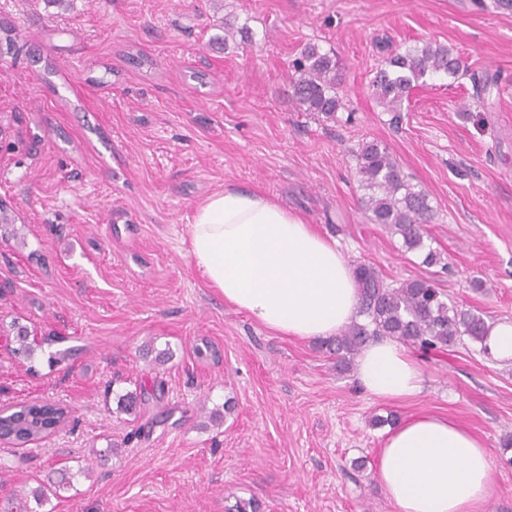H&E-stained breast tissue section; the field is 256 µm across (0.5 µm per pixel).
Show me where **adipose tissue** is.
I'll return each instance as SVG.
<instances>
[{
  "instance_id": "obj_1",
  "label": "adipose tissue",
  "mask_w": 512,
  "mask_h": 512,
  "mask_svg": "<svg viewBox=\"0 0 512 512\" xmlns=\"http://www.w3.org/2000/svg\"><path fill=\"white\" fill-rule=\"evenodd\" d=\"M189 253L225 304L280 336L328 338L355 318L353 268L335 241L262 193L227 188L195 210ZM362 390L404 400L423 374L391 339L368 345L357 362ZM377 477L397 512H482L493 489L484 443L447 417L415 415L389 431Z\"/></svg>"
}]
</instances>
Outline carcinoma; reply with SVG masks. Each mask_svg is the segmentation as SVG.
Segmentation results:
<instances>
[{"instance_id":"1","label":"carcinoma","mask_w":512,"mask_h":512,"mask_svg":"<svg viewBox=\"0 0 512 512\" xmlns=\"http://www.w3.org/2000/svg\"><path fill=\"white\" fill-rule=\"evenodd\" d=\"M290 80L291 98L302 112L336 119L344 107L340 97V64L336 56L316 44L303 47L294 61ZM462 70L459 56L444 45L423 42L408 46L377 68L371 86L373 96L400 119L403 103L414 84L429 77H455ZM356 163L362 208L373 224H382L398 238L409 253L424 254L423 263L446 268L441 253L427 248L426 225L434 218L426 191L405 176L389 147L375 141H363L351 150ZM359 290L357 317L338 334L322 341L321 347L336 356V370H350L357 355L370 342L388 338L422 353L439 351L470 341L479 351L490 354L488 333L494 323L477 311L462 310L449 302L447 295L430 281L407 279L386 282L374 265H354ZM41 345L28 336L15 337L13 352L32 362ZM154 392L128 391L117 395V409L138 414L149 404ZM70 418L69 411L54 403L34 402L0 416V437L17 447L38 441Z\"/></svg>"}]
</instances>
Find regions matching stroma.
Listing matches in <instances>:
<instances>
[{"instance_id": "stroma-1", "label": "stroma", "mask_w": 512, "mask_h": 512, "mask_svg": "<svg viewBox=\"0 0 512 512\" xmlns=\"http://www.w3.org/2000/svg\"><path fill=\"white\" fill-rule=\"evenodd\" d=\"M247 41L212 47L222 23ZM0 323L64 337L49 365L0 345V408L46 401L75 422L25 447L0 442V510L397 512L378 478L386 427L431 412L484 441L483 512H512V362L457 345L419 355L420 394L385 401L337 373L318 341L225 305L188 252L196 206L254 190L336 240L386 281L433 279L452 302L512 320V11L471 0H0ZM437 42L464 72L414 87L399 124L370 87L389 54ZM318 44L341 63L336 119L299 111L293 60ZM206 75L205 83L193 78ZM498 89L474 106L472 74ZM387 145L434 208L423 265L370 223L350 153ZM169 350L158 363L144 345ZM208 346L207 356L196 353ZM163 382L145 411L107 387ZM74 470L37 504L34 490Z\"/></svg>"}]
</instances>
